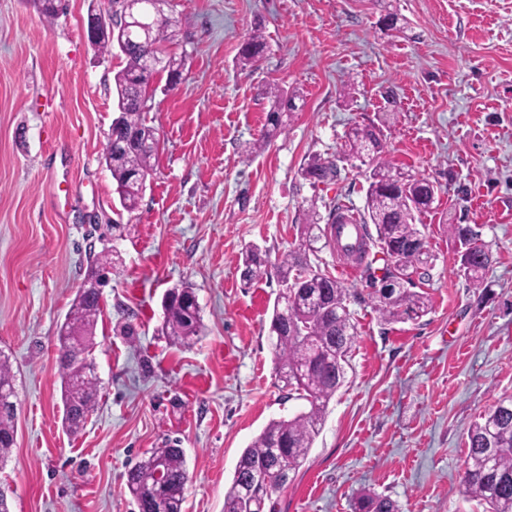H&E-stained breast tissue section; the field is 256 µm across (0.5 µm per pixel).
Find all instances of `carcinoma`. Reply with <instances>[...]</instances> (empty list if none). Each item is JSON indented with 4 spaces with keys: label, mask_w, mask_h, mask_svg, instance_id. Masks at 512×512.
Masks as SVG:
<instances>
[{
    "label": "carcinoma",
    "mask_w": 512,
    "mask_h": 512,
    "mask_svg": "<svg viewBox=\"0 0 512 512\" xmlns=\"http://www.w3.org/2000/svg\"><path fill=\"white\" fill-rule=\"evenodd\" d=\"M165 0H145L143 7L160 20L155 31L159 45L177 37L175 23L164 14ZM129 9L124 0H112V10L106 17L115 29L127 22ZM266 49L262 32L252 31L241 46L240 60L254 63ZM146 52L136 29H131L130 41L122 53L125 66L114 76L116 107L120 115L112 121V152L106 162L116 182L123 208L131 211L138 205L145 184L140 175L152 170V150L140 145L154 128L147 123L146 113L126 105L129 96L139 86L148 84L151 75L144 73ZM267 114L264 137L268 138L282 126L283 111L295 108V95L274 87ZM384 144L381 130L353 127L345 134L344 157L368 164V189L364 213L362 243L355 261L369 283L378 280L372 258L363 262L372 249L391 255L392 245L403 246L422 238L416 221L432 208L437 188L427 178L403 172L382 158ZM301 175L312 183H324L337 176L334 160L313 157L301 168ZM375 232H370L369 225ZM448 228L458 238L464 251L461 266L473 285L482 284L491 264V254L479 242V234L468 224L448 222ZM327 240V228L319 223L316 208L308 211L302 225L301 243L283 254L275 266L282 289L274 303L269 339L277 359V375L289 395L308 403V408L288 419L272 420L244 449L237 462L231 485L224 494V512H276L272 497L266 491L249 495L244 485L252 475L266 470L270 484L280 490L288 485L289 476L296 473L306 459L324 423L330 400L342 387L345 375L336 374L337 364H346L347 355L357 336L355 323L348 308V292L335 277L310 263L309 255L315 244ZM426 251L408 253L401 258L400 271L406 273V286L393 288L390 293L374 294L376 308L386 323L414 320L429 313V300L424 294L409 289L414 279H424ZM112 258L103 252L89 256L87 276L101 280L111 274ZM268 261L261 251L251 247L242 253L243 281L252 283L268 276ZM102 294L93 289L78 290L76 298L57 336L58 364L62 378L64 423L72 434L80 432L98 406V381L83 376L82 342L93 340ZM163 329L180 345L190 344L201 331L200 306L194 290L188 286L173 288L164 302ZM15 443V411L0 403V464L8 457ZM278 449L282 464L272 460ZM188 473L184 451L173 445L153 448L126 473L125 485L132 495L138 512H182ZM471 497L487 506L486 512H512V397L499 399L475 421L468 434V454L463 476ZM357 512H396L395 503L387 497L368 495L356 502Z\"/></svg>",
    "instance_id": "cac0c4a2"
}]
</instances>
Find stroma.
Segmentation results:
<instances>
[{
    "label": "stroma",
    "mask_w": 512,
    "mask_h": 512,
    "mask_svg": "<svg viewBox=\"0 0 512 512\" xmlns=\"http://www.w3.org/2000/svg\"><path fill=\"white\" fill-rule=\"evenodd\" d=\"M47 21L32 0H0V353L15 376V444L0 467L10 512H137L125 471L170 441L184 450V512H224L242 451L305 401L276 377L269 340L276 277L244 286L245 247L270 263L297 248L309 207L362 211L368 183L343 160L346 131L379 126L384 157L428 177L419 228L432 256L431 311L384 324L363 277L335 247L312 255L348 289L358 336L345 384L278 512H354L359 496L399 512H484L462 482L473 422L512 396V0H168L181 81L158 78L147 120L153 171L124 210L104 155L124 59L84 35L89 9ZM397 14L398 27L380 19ZM263 56L237 58L254 29ZM297 108L264 149L272 86ZM337 160L335 181L301 175ZM479 232L481 286L460 270L449 214ZM109 251L92 356L102 386L78 434L62 425L57 331ZM190 284L202 333L172 344L166 291ZM133 323L135 335L120 332Z\"/></svg>",
    "instance_id": "35a3bbf8"
}]
</instances>
